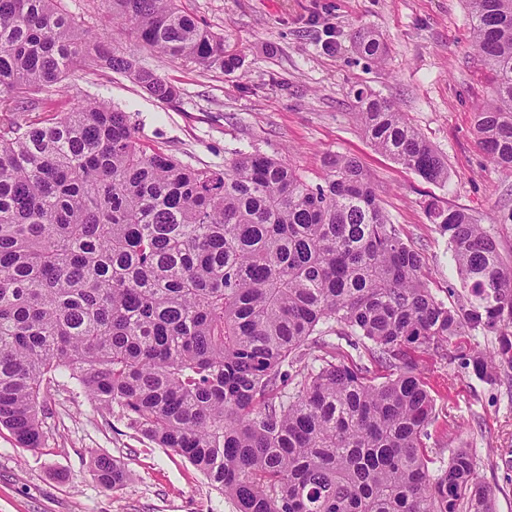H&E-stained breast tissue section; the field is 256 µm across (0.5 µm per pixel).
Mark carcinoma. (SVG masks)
<instances>
[{"instance_id": "obj_1", "label": "carcinoma", "mask_w": 512, "mask_h": 512, "mask_svg": "<svg viewBox=\"0 0 512 512\" xmlns=\"http://www.w3.org/2000/svg\"><path fill=\"white\" fill-rule=\"evenodd\" d=\"M105 2L149 47L236 65L177 0ZM467 6L491 83L473 113L477 142L511 172L512 0ZM355 44L374 62L387 50L370 32ZM89 66L159 102L178 95L90 45L62 0H0V426L40 447L43 383L64 373L237 512H495L472 449L429 455L436 404L416 353L480 333L491 347L461 360L512 387V260L496 238L464 210L429 203L457 272L449 305L354 157L327 156L313 184L257 152L190 167L96 100L12 118ZM356 108L377 151L448 182L447 162L390 101L359 91ZM333 335L356 355L338 359ZM93 466L106 488L127 478L110 457Z\"/></svg>"}]
</instances>
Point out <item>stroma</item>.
I'll use <instances>...</instances> for the list:
<instances>
[{"label": "stroma", "mask_w": 512, "mask_h": 512, "mask_svg": "<svg viewBox=\"0 0 512 512\" xmlns=\"http://www.w3.org/2000/svg\"><path fill=\"white\" fill-rule=\"evenodd\" d=\"M65 3L91 42L136 59L178 96L162 103L124 75L86 69L39 93V110L105 100L128 113L141 142L195 168L259 152L289 159L313 181L327 155L354 156L441 300L457 274L447 236L427 215L430 201L467 211L512 255V173L479 150L473 127L489 85L465 0H180L237 58L231 70L143 46L105 18L101 0ZM359 31L384 41L382 62L356 50ZM360 89L404 113L447 161L446 184L427 183L374 149L353 115ZM487 345L471 333L419 355L438 413L426 446L441 456L462 443L472 448L479 478L496 491V512H512V389L478 380L458 359ZM43 400L40 448L18 447L0 427V512H237L192 464L98 409L75 380L53 377ZM96 455L120 460L130 479L104 488L91 464Z\"/></svg>", "instance_id": "obj_1"}]
</instances>
